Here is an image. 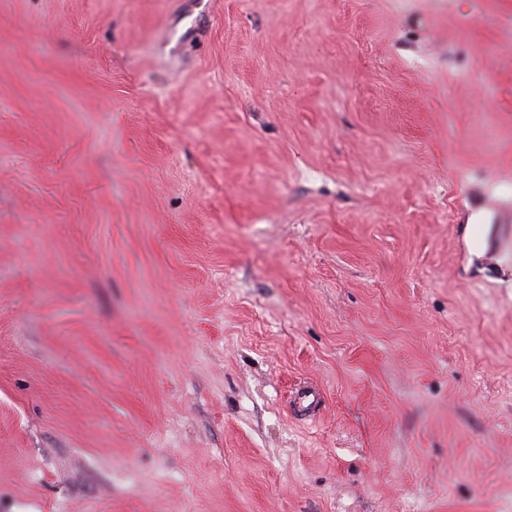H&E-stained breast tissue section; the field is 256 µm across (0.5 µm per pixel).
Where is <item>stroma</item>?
<instances>
[{
	"label": "stroma",
	"mask_w": 512,
	"mask_h": 512,
	"mask_svg": "<svg viewBox=\"0 0 512 512\" xmlns=\"http://www.w3.org/2000/svg\"><path fill=\"white\" fill-rule=\"evenodd\" d=\"M503 202L512 0H0V512H512ZM319 404V393L312 384H304L297 388L293 409L301 417H311Z\"/></svg>",
	"instance_id": "obj_1"
}]
</instances>
